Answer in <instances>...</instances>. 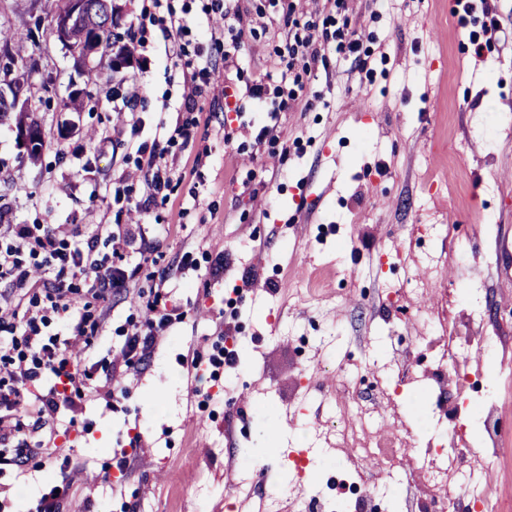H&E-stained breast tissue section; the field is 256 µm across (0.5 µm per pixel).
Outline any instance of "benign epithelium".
Segmentation results:
<instances>
[{
    "label": "benign epithelium",
    "mask_w": 512,
    "mask_h": 512,
    "mask_svg": "<svg viewBox=\"0 0 512 512\" xmlns=\"http://www.w3.org/2000/svg\"><path fill=\"white\" fill-rule=\"evenodd\" d=\"M94 7L89 0H67L65 9L53 13L51 35L74 59L76 66L85 71L108 62L120 66L115 47L103 50L99 30L93 17ZM107 55H102V52ZM10 45H0V62H6L7 79L0 81V118L14 112H25L30 118L16 127L17 138L27 153L41 151L39 142L45 140V131L34 118L32 101L35 97L32 74L39 71V63L34 59L21 62L12 57Z\"/></svg>",
    "instance_id": "1"
}]
</instances>
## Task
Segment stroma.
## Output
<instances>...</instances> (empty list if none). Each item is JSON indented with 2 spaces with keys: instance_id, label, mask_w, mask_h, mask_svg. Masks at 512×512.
Instances as JSON below:
<instances>
[{
  "instance_id": "1",
  "label": "stroma",
  "mask_w": 512,
  "mask_h": 512,
  "mask_svg": "<svg viewBox=\"0 0 512 512\" xmlns=\"http://www.w3.org/2000/svg\"><path fill=\"white\" fill-rule=\"evenodd\" d=\"M52 2L0 0V20L34 30L42 72L58 83L32 102L45 130L38 161L12 121H0L4 221L79 230L114 223L119 175L130 176L131 202L144 198L137 146L197 120L190 145L170 142L167 159L182 177L170 201L126 218L168 232L148 237V262L126 249L139 272L128 292L111 297L109 334L97 352L120 349L144 324L142 295L158 296L181 318L149 357L118 369L111 396L91 392L78 411H61L56 442L71 464L31 456L0 465V512H41L43 494L65 481L60 512H249L251 499L238 493L244 482L262 493L275 488L264 512H318L339 490L327 479L328 459L354 465L346 449L326 447L332 427L347 426L360 401L375 408L383 438L393 437L398 417L412 415L414 389L389 401L359 376L437 367L419 363L425 323L402 317L387 288L407 286L424 269L423 254H435L442 263L426 269L430 292L459 290L481 307L474 335L512 323V80L504 78L512 73V0H488L489 16L463 13L456 0H343L316 20L358 30L362 65L332 48L325 62L304 58L290 69L279 57L281 6L239 0L258 25L225 68L226 85L263 78L285 91L289 71L309 73L306 95L274 120L247 98L240 111H226L213 91L195 112L181 111L182 85L167 80L154 36L141 102L134 113L115 111L112 93L134 68L87 84L50 35ZM493 19L499 29L485 35ZM492 50L497 74L484 66ZM73 83L86 89L79 112L61 107ZM422 224L457 225L466 258L434 233L411 241ZM228 335L239 354L230 371L222 363ZM148 387L168 394L162 412L142 410ZM483 392L504 432L486 479L512 501V367L494 369ZM426 406L420 449L453 426L447 385L432 384ZM281 419L306 447L324 449L326 463L301 474L283 456H263L269 424Z\"/></svg>"
}]
</instances>
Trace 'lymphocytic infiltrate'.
Instances as JSON below:
<instances>
[{"mask_svg":"<svg viewBox=\"0 0 512 512\" xmlns=\"http://www.w3.org/2000/svg\"><path fill=\"white\" fill-rule=\"evenodd\" d=\"M162 0L142 6L136 47L146 48L145 32L156 27L164 51L175 68L189 70L183 81V105L193 111L197 97L219 89L216 65H195L188 54L191 28L175 11L156 15ZM296 4H288L283 15L290 33L281 54L288 58H322L329 47L357 57L360 38L353 30H328L314 21L299 22ZM206 17H220V31L211 32L212 44L223 47L225 59H233L250 26L249 15L232 0H208ZM111 248L110 259L100 258L98 241ZM129 244L123 225H102L100 231L82 236L63 225H0V445L13 446L16 456L57 452L55 419L60 407H77L94 388L96 346L108 332V308L94 309V301L106 299L113 291L128 288L135 268L124 264ZM47 275L49 283L37 286L36 272ZM152 316L144 327L128 333L114 356L112 367L149 356L159 335L175 320L174 312L147 300Z\"/></svg>","mask_w":512,"mask_h":512,"instance_id":"lymphocytic-infiltrate-1","label":"lymphocytic infiltrate"}]
</instances>
